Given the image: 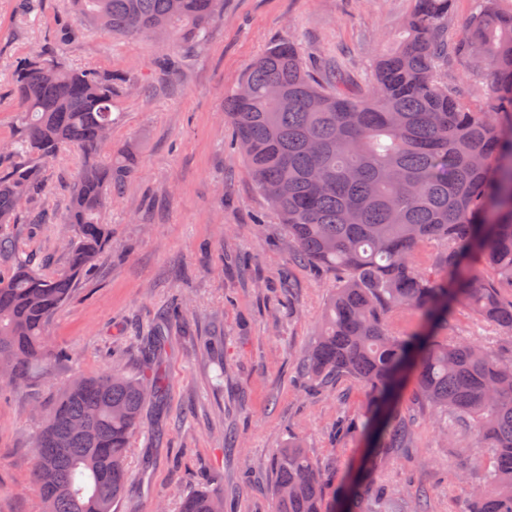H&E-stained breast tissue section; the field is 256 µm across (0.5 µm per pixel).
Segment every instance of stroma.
Returning a JSON list of instances; mask_svg holds the SVG:
<instances>
[{
    "label": "stroma",
    "mask_w": 512,
    "mask_h": 512,
    "mask_svg": "<svg viewBox=\"0 0 512 512\" xmlns=\"http://www.w3.org/2000/svg\"><path fill=\"white\" fill-rule=\"evenodd\" d=\"M412 7L413 0H224L206 42L179 48L176 71L165 75L159 36L112 35L78 15L73 0H0V142L18 132L13 71L42 50L134 81L118 103L112 142L138 156L105 214L111 247L50 322L57 359L24 384L0 386V512H41L30 481L33 440L63 389L115 368L141 375L143 348L161 323L164 406L143 412L117 512H178L201 487L223 498L224 512H271L273 459L292 436L326 494L356 471L366 445L336 428L344 418L365 419L366 388L349 377L313 386L302 368L338 279L292 261L284 224L231 144L224 100L256 57L288 40L306 61L343 63L368 88L376 57L399 38ZM78 170L70 150L46 164L48 188L28 206L46 221L17 227L19 253L48 275L66 263ZM444 334L512 357V339L464 305ZM403 405L414 414L407 446L372 473L387 512L414 505L422 490L428 512H461L463 480L480 479L476 463L488 451L412 399ZM228 434L237 440L231 449Z\"/></svg>",
    "instance_id": "obj_1"
}]
</instances>
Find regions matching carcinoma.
I'll return each instance as SVG.
<instances>
[{
  "mask_svg": "<svg viewBox=\"0 0 512 512\" xmlns=\"http://www.w3.org/2000/svg\"><path fill=\"white\" fill-rule=\"evenodd\" d=\"M452 0H414L405 34L375 63L369 89L355 93L342 70L319 78L294 41L275 42L224 99L238 150L255 184L279 212L293 257L339 276L320 335L304 355L307 377L341 376L367 387L362 433L373 457L400 447L399 406L412 382L414 402L475 433L492 469L463 512H512V363L438 334L465 304L512 338V10L477 0L469 28L448 34ZM84 16L121 36L157 34L163 49L200 44L224 0H74ZM494 72L482 107L464 102L448 66ZM127 74L74 70L42 52L13 76L20 134L6 144L0 172V257L13 251L10 228L45 190L34 159L75 150L83 164L67 223L74 238L66 267L45 277L15 257L0 276V381L18 384L46 367L48 326L112 231L104 213L135 172L129 146L112 147L117 101ZM443 244L440 276L414 262L427 243ZM480 264L494 273L484 278ZM420 316V330L397 336L389 316ZM77 378L46 415L32 479L43 512H113L128 482L127 456L145 405L161 403L154 366ZM273 512H323V479L298 438L273 461ZM371 475L352 479L338 512H373ZM180 512H224L206 490L183 497Z\"/></svg>",
  "mask_w": 512,
  "mask_h": 512,
  "instance_id": "cac0c4a2",
  "label": "carcinoma"
}]
</instances>
